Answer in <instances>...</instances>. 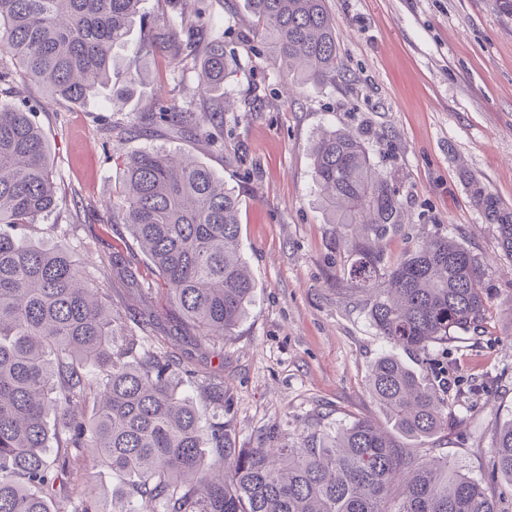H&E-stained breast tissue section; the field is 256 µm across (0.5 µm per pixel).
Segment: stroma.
Listing matches in <instances>:
<instances>
[{
  "label": "stroma",
  "instance_id": "stroma-1",
  "mask_svg": "<svg viewBox=\"0 0 512 512\" xmlns=\"http://www.w3.org/2000/svg\"><path fill=\"white\" fill-rule=\"evenodd\" d=\"M206 5L211 21L200 41L221 31L236 59L220 91L231 104L223 148L156 118L165 97L198 113L218 102L199 95L196 63L175 72L161 53L126 103L106 89L81 105L55 101L21 76L0 91V100L35 109L60 199L23 237L67 248L125 316V335H139L135 316L154 317L152 342L198 372L182 393L226 423L237 447H256L272 432L294 441L314 423L329 433L357 419L383 425L367 378L393 347L353 287L351 258L326 219L312 166L323 133L363 131L377 171L392 176L403 201L402 224L381 244L386 265L418 239L448 236L475 255L490 297L479 332L458 329L451 342L401 352L422 374L442 370L446 382L447 436L411 448L420 459L443 449L512 512V483L491 477L489 461L498 430L512 420V258L462 179L470 173L512 207V13L501 0H328L341 67L335 79L303 83L284 81L269 42L253 33L247 0ZM155 148L193 156L242 201V252L258 288L220 349L180 326L158 274L112 217L126 156ZM116 255L125 270L113 268ZM209 382L223 385V404L206 396Z\"/></svg>",
  "mask_w": 512,
  "mask_h": 512
}]
</instances>
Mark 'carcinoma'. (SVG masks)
Wrapping results in <instances>:
<instances>
[{"label": "carcinoma", "mask_w": 512, "mask_h": 512, "mask_svg": "<svg viewBox=\"0 0 512 512\" xmlns=\"http://www.w3.org/2000/svg\"><path fill=\"white\" fill-rule=\"evenodd\" d=\"M247 2L287 74L314 83L335 78L336 22L326 0ZM140 4L0 0V84L13 82L1 63L9 57L54 100L79 104L110 83L112 97L126 102L157 53L177 66L196 59L195 26L165 21L131 47L122 82L112 83L113 50L129 43ZM228 74L224 40L215 37L200 64V90L216 93ZM157 106L162 121L181 129L210 121L175 99ZM312 159L327 223L349 241V275L366 294L379 335L417 352L447 342L454 328H478L489 295L477 259L460 243L426 237L385 266L375 245L401 222L402 201L361 139L333 131L315 143ZM462 178L512 256V208L470 174ZM56 206L35 112L1 103L0 512H504L448 456L420 461L398 440L448 433V405L428 377L393 354L379 357L368 375L391 430L359 419L334 434L313 427L293 445L272 435L257 448L237 447L224 423L205 420L180 391L194 369L159 347L118 345L121 316L70 255L17 240L13 230ZM119 209L182 323L205 339L234 335L257 284L240 247L241 199L224 178L189 156L132 153ZM86 452L122 480L112 499L89 485ZM490 463L512 483V421L497 434ZM79 470L83 489L75 497L71 478Z\"/></svg>", "instance_id": "cac0c4a2"}]
</instances>
